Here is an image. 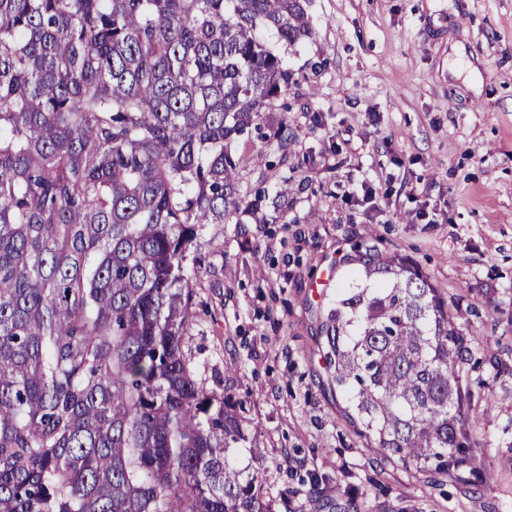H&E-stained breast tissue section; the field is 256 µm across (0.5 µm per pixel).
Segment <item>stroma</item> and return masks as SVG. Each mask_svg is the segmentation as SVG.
Segmentation results:
<instances>
[{"label":"stroma","mask_w":512,"mask_h":512,"mask_svg":"<svg viewBox=\"0 0 512 512\" xmlns=\"http://www.w3.org/2000/svg\"><path fill=\"white\" fill-rule=\"evenodd\" d=\"M307 13L309 38L269 44L295 81L261 123L294 134L231 145L244 203L201 231L185 355L201 387L249 400L237 465L288 512H512V0ZM364 182L374 204L346 202ZM362 243L416 263L468 347L490 345L470 483L361 436L331 383L320 326Z\"/></svg>","instance_id":"stroma-1"}]
</instances>
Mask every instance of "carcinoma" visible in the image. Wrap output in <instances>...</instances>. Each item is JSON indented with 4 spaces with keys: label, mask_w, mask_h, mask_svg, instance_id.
Instances as JSON below:
<instances>
[{
    "label": "carcinoma",
    "mask_w": 512,
    "mask_h": 512,
    "mask_svg": "<svg viewBox=\"0 0 512 512\" xmlns=\"http://www.w3.org/2000/svg\"><path fill=\"white\" fill-rule=\"evenodd\" d=\"M308 0H0V512H276L243 404L183 352L192 249L240 205L227 144L293 73ZM322 324L368 438L469 482L479 361L412 262L353 246Z\"/></svg>",
    "instance_id": "1"
}]
</instances>
